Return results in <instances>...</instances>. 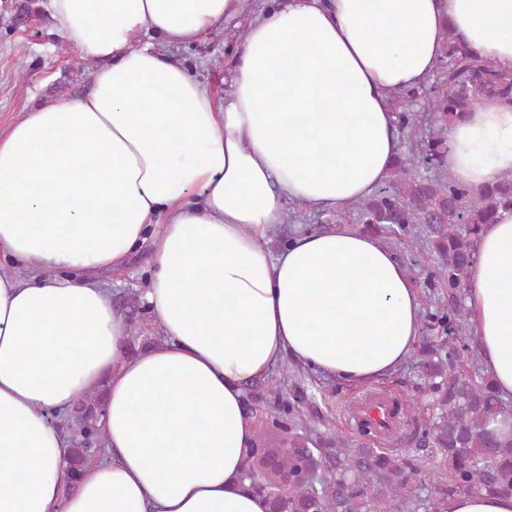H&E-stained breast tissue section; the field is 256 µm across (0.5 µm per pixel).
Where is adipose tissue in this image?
I'll use <instances>...</instances> for the list:
<instances>
[{
  "label": "adipose tissue",
  "mask_w": 512,
  "mask_h": 512,
  "mask_svg": "<svg viewBox=\"0 0 512 512\" xmlns=\"http://www.w3.org/2000/svg\"><path fill=\"white\" fill-rule=\"evenodd\" d=\"M244 0H44L97 62L90 90L0 132V512H270L243 477V385L291 356L368 384L411 356L421 305L378 237L343 225L272 252L289 203L343 211L389 176L388 94L425 83L453 34L512 69V0H287L250 24L231 91L166 50ZM444 166L472 193L512 172V103L450 124ZM152 255L164 338L137 353L96 278ZM474 343L512 397V210L467 273ZM105 390L103 454L69 479L54 414Z\"/></svg>",
  "instance_id": "1"
}]
</instances>
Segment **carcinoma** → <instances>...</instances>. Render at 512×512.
Segmentation results:
<instances>
[{
  "instance_id": "carcinoma-1",
  "label": "carcinoma",
  "mask_w": 512,
  "mask_h": 512,
  "mask_svg": "<svg viewBox=\"0 0 512 512\" xmlns=\"http://www.w3.org/2000/svg\"><path fill=\"white\" fill-rule=\"evenodd\" d=\"M487 97L512 103V70L481 58L454 36L446 38L436 83L423 91V109L435 124L447 127ZM412 150L435 174L415 177L404 165L393 168L389 186L370 200L355 203L359 223L385 235L421 246L433 241L446 296L430 323L448 340L424 345L419 368L427 402L416 408L425 422L423 442L441 453L443 467L429 486L418 478L419 467L385 448H353L325 443L308 433L306 413L296 391L288 388L295 373L249 385L245 412L254 440L244 456V477L266 494L272 512H438L452 494L512 496V436L499 437L490 428L499 415H512L492 381L476 361L467 338L456 335L469 312L461 300L465 273L476 256L481 225L500 208L512 207V173L504 174L475 195L454 178H445V140H414ZM102 401L94 395L71 415L67 448L70 479L89 461L101 429ZM288 432V449L278 458L283 485L273 486L260 474L269 428ZM311 472L296 477L299 466Z\"/></svg>"
}]
</instances>
